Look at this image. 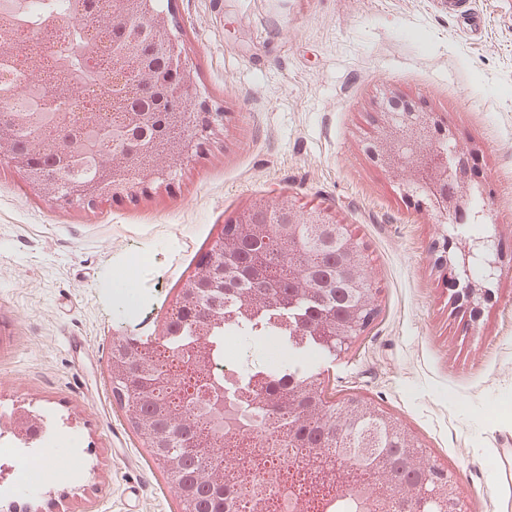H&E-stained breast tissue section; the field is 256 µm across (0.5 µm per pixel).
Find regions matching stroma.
<instances>
[{"label":"stroma","mask_w":512,"mask_h":512,"mask_svg":"<svg viewBox=\"0 0 512 512\" xmlns=\"http://www.w3.org/2000/svg\"><path fill=\"white\" fill-rule=\"evenodd\" d=\"M469 6L480 31L444 0H174L195 81L235 127L223 152L190 165L177 195L88 216L0 167V415L32 412L79 442L56 449L42 512H180L112 397L111 339L153 335L220 225L261 196L327 207L381 288L367 333L317 366L328 393L361 394L407 424L427 459L457 473L471 512H512V0ZM386 83L436 102L484 151L486 230L509 260L478 329L434 267L437 225L353 148L361 101ZM126 265L139 311L121 318L112 275Z\"/></svg>","instance_id":"obj_1"}]
</instances>
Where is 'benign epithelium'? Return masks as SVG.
<instances>
[{
	"instance_id": "7a95c632",
	"label": "benign epithelium",
	"mask_w": 512,
	"mask_h": 512,
	"mask_svg": "<svg viewBox=\"0 0 512 512\" xmlns=\"http://www.w3.org/2000/svg\"><path fill=\"white\" fill-rule=\"evenodd\" d=\"M107 14L112 24V40L125 39L133 20L142 21L141 41L152 54L167 61L168 67H159L145 61L131 72L116 70L112 73L110 105L115 116H124L132 123L150 125L154 112H136L134 98H150L166 90L167 121L184 134L173 139L155 133L146 143L134 140L112 150L102 163L95 179L75 174L60 179L42 176L36 160L42 146L33 141L22 151L7 128L0 126V165L20 173L27 186L37 195L52 200L61 208L86 215L104 205L124 203L135 207L157 198L170 197L191 161L207 160L215 152L224 150L234 133L223 107L204 97L197 88L189 59L181 48L175 31L177 18L174 9L159 10L154 0H107ZM49 99L67 102L73 99L76 83L62 73L41 77ZM367 129L358 136L355 146L369 166L384 176L401 192L402 198L413 204L415 212L432 215L442 226V244L435 268L442 272L451 286L450 301L469 316L473 324L484 316L494 304V280L501 272L503 250L501 239L495 234L481 238L467 236L459 231L468 221V202L475 188L490 191L486 177L481 174L482 149L474 142L461 143L456 129L435 105H425L412 91L397 84L387 85L382 92L370 96L362 105ZM78 124L94 135L105 120L97 102H88L78 113ZM298 224H316L323 235L340 240L345 257L344 276L353 294L347 310L336 312L317 308L300 326V334L314 336L340 354L351 348L371 327L379 314L375 281L368 273L364 248L349 225L336 219L325 208L280 204L266 197L254 198L240 206L231 219L220 228L211 248L199 259L193 272L184 280L175 295L174 307L183 308L187 292L201 281L212 280L221 274L222 280L238 281L232 265L237 248L244 241L265 240L271 233L285 240H293ZM224 254V266L219 268L215 255ZM483 269L476 279L471 274L472 264ZM329 285L319 283L302 273L286 282L285 290L260 288L258 293L265 302H274L287 293L291 300L320 299ZM170 316L162 317L154 334L146 337L140 346H155L171 331ZM131 337L116 334L112 337L111 361L108 369L112 385L126 383L129 365L123 351ZM272 408L284 404L302 409L313 402L325 413L337 419L344 415L359 419L385 420L402 447L412 450L411 464L423 470L428 461L417 436L402 421L389 416L378 405L359 394H347L339 400H320L317 383H305L288 391V400L275 395L261 394ZM133 430L153 446L155 424L146 416L127 415ZM213 455L209 472L211 486L225 490L234 484L236 474L225 476L224 438L215 437L199 444ZM155 459L168 478L175 479L178 458L167 448L156 453ZM307 476V502L320 512L329 509L328 502L335 496L353 498L357 512H381L369 489L353 484L349 467L334 458L333 449L299 462ZM264 490L251 494L254 512H272L276 498L269 495L279 491L285 483L276 474H266ZM414 495L419 506L414 512H468L467 496L458 475L440 465L418 486Z\"/></svg>"
}]
</instances>
